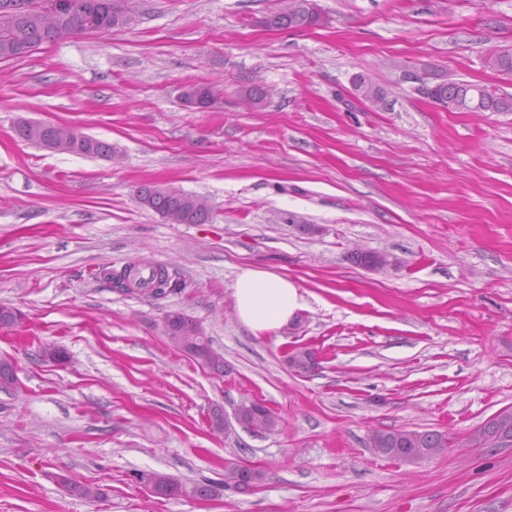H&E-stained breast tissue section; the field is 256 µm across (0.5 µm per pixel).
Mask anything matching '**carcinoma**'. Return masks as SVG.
I'll return each instance as SVG.
<instances>
[{
  "instance_id": "1",
  "label": "carcinoma",
  "mask_w": 512,
  "mask_h": 512,
  "mask_svg": "<svg viewBox=\"0 0 512 512\" xmlns=\"http://www.w3.org/2000/svg\"><path fill=\"white\" fill-rule=\"evenodd\" d=\"M11 0H0V60L24 57L28 50L44 43L55 42L71 35L85 32L105 33L121 26L120 16L125 13L126 0H44L47 4L58 5L59 19L56 25L47 26L39 13H19L9 11ZM261 23L266 27L302 30L319 23V15L310 9V0H289L288 10H277L264 16ZM488 64L504 73L512 74V51L493 53ZM193 95L202 107H212L219 103L221 90L214 85H193ZM418 93L434 103H441L448 111L460 108L468 112H512V98L495 93L465 81L448 84V75L436 74L431 82H422ZM358 98L375 106L385 100L381 86L375 82L355 88ZM18 137L26 142L47 149L55 144L66 147V152L82 156L106 157L112 153V145L93 137L85 136L70 127L57 124H44L38 121H22L16 127ZM136 198L145 199V207L154 210L171 224H204L209 220L210 210L201 198L180 190L145 184L137 190ZM115 290L128 291L131 282L144 291L156 295L167 292L178 294L185 283L171 274L162 264L140 265L131 263L122 271H103ZM165 333L169 341L178 349L220 370L223 364L214 357L211 340L203 335L199 324L192 317L175 312L165 319ZM290 365L300 373L314 371L318 362L313 351L303 348L292 353ZM18 378L12 364L0 361V389L8 392L16 387ZM242 419L258 432H270L278 425L277 417L267 407L251 402L243 406ZM492 435L512 437V416L504 419L495 417L483 424ZM379 448L390 458L420 456L426 458L440 455L448 448V435L439 431H416L393 429L377 432ZM140 483L155 496L176 498L183 487L167 474L149 471L138 474ZM263 479L259 470L227 465L224 468V481L200 484L194 488L199 497L216 495L226 489L246 492ZM59 480L69 495L83 499H101L106 492L101 488L77 483L63 475Z\"/></svg>"
}]
</instances>
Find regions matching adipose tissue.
Returning <instances> with one entry per match:
<instances>
[{
    "mask_svg": "<svg viewBox=\"0 0 512 512\" xmlns=\"http://www.w3.org/2000/svg\"><path fill=\"white\" fill-rule=\"evenodd\" d=\"M232 298L238 322L256 337L280 331L307 307L295 280L256 265L240 267Z\"/></svg>",
    "mask_w": 512,
    "mask_h": 512,
    "instance_id": "ef3b65f1",
    "label": "adipose tissue"
}]
</instances>
